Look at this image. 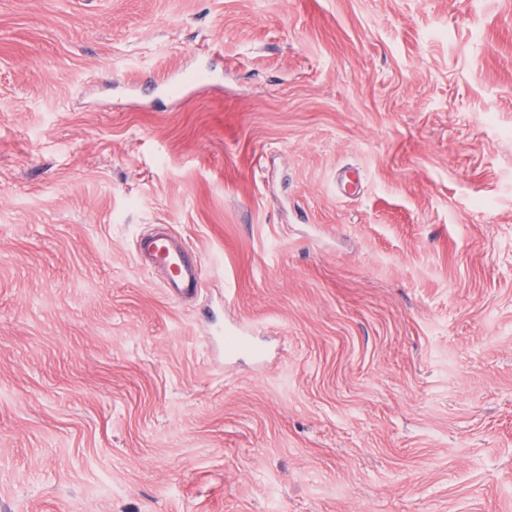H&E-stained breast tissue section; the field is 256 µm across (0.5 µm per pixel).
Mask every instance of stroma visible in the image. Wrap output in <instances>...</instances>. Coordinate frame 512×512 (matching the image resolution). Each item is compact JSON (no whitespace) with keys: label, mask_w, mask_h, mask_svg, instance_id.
<instances>
[{"label":"stroma","mask_w":512,"mask_h":512,"mask_svg":"<svg viewBox=\"0 0 512 512\" xmlns=\"http://www.w3.org/2000/svg\"><path fill=\"white\" fill-rule=\"evenodd\" d=\"M0 512H512V0H0ZM138 252L149 263H158L166 268L162 288L177 297H190L201 287L203 266L194 253L176 244L169 235H148L140 239Z\"/></svg>","instance_id":"stroma-1"}]
</instances>
